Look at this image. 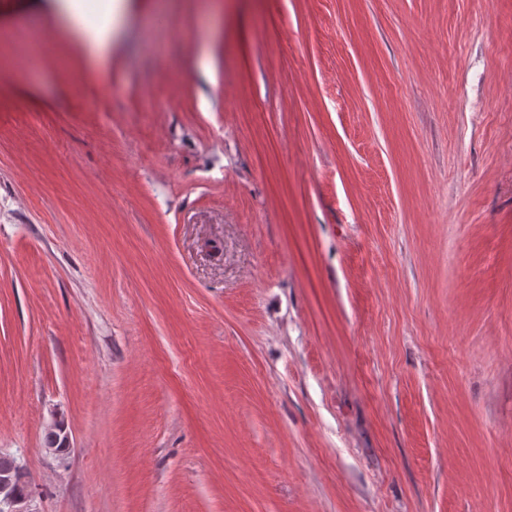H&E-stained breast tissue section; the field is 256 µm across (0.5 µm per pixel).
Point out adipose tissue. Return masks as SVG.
<instances>
[{
    "instance_id": "1",
    "label": "adipose tissue",
    "mask_w": 512,
    "mask_h": 512,
    "mask_svg": "<svg viewBox=\"0 0 512 512\" xmlns=\"http://www.w3.org/2000/svg\"><path fill=\"white\" fill-rule=\"evenodd\" d=\"M63 10L69 25L82 34L89 61L104 62L117 31L121 0H63Z\"/></svg>"
}]
</instances>
